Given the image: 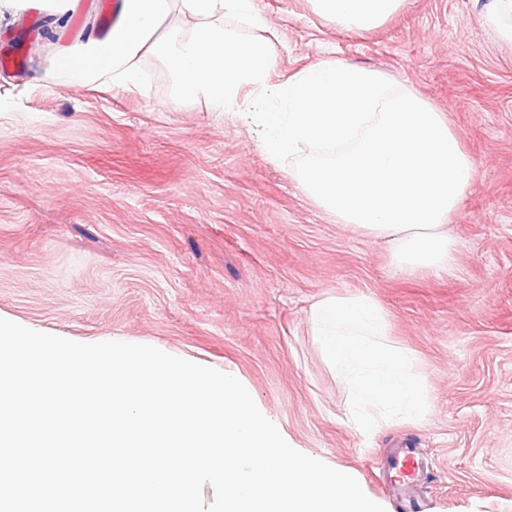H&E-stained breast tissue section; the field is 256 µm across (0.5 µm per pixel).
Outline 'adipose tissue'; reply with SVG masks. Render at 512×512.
Listing matches in <instances>:
<instances>
[{
    "label": "adipose tissue",
    "mask_w": 512,
    "mask_h": 512,
    "mask_svg": "<svg viewBox=\"0 0 512 512\" xmlns=\"http://www.w3.org/2000/svg\"><path fill=\"white\" fill-rule=\"evenodd\" d=\"M336 27L370 30L404 0H310ZM105 32L89 30L57 58L69 84H142L141 60L158 53L180 96L204 95L212 111L244 114L270 160L293 158L304 192L337 223L388 239L404 271L444 270L454 242L446 225L475 179L474 164L443 113L378 72L320 62L281 83L269 78L271 28L253 0H116ZM190 26L175 23V16ZM250 90L252 110L241 111ZM310 320L330 366L352 394L347 420L358 434L378 421L422 418L427 392L410 351L388 343L374 298L326 297Z\"/></svg>",
    "instance_id": "obj_1"
}]
</instances>
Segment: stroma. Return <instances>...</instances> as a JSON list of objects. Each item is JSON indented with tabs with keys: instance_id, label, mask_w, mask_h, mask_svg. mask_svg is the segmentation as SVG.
I'll return each mask as SVG.
<instances>
[{
	"instance_id": "35a3bbf8",
	"label": "stroma",
	"mask_w": 512,
	"mask_h": 512,
	"mask_svg": "<svg viewBox=\"0 0 512 512\" xmlns=\"http://www.w3.org/2000/svg\"><path fill=\"white\" fill-rule=\"evenodd\" d=\"M488 0H405L367 32L308 0H255L272 25V82L340 60L443 112L476 176L449 230L447 272L398 273L389 244L339 224L272 162L255 128L176 100L163 59L141 88L68 86L60 52L108 21L82 0L55 35L42 0L0 20V318L66 339L118 340L236 373L291 446L350 470L402 512L379 468L418 448L425 512H512V43ZM373 297L429 394L418 420L369 438L310 320L320 298Z\"/></svg>"
}]
</instances>
